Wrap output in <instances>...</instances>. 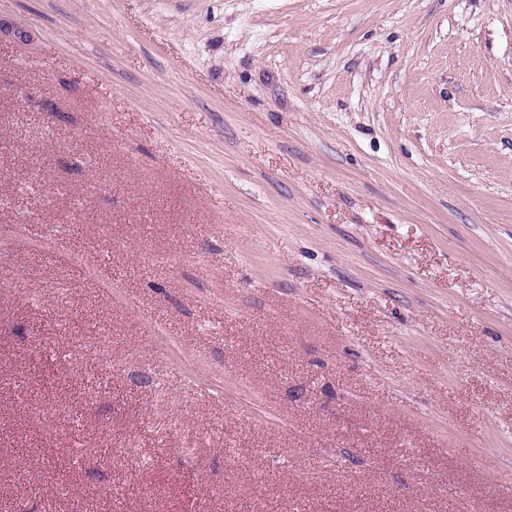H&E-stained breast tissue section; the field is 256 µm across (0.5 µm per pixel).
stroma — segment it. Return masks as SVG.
<instances>
[{
    "label": "stroma",
    "mask_w": 512,
    "mask_h": 512,
    "mask_svg": "<svg viewBox=\"0 0 512 512\" xmlns=\"http://www.w3.org/2000/svg\"><path fill=\"white\" fill-rule=\"evenodd\" d=\"M0 512H512V0H0Z\"/></svg>",
    "instance_id": "obj_1"
}]
</instances>
